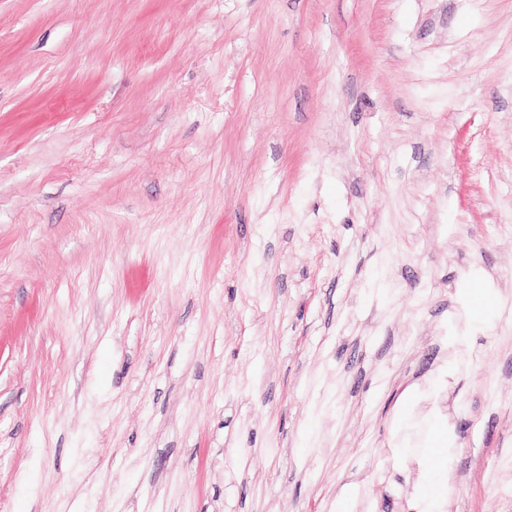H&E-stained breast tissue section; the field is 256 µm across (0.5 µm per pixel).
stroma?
<instances>
[{"mask_svg":"<svg viewBox=\"0 0 512 512\" xmlns=\"http://www.w3.org/2000/svg\"><path fill=\"white\" fill-rule=\"evenodd\" d=\"M439 472L512 512V0H0V512Z\"/></svg>","mask_w":512,"mask_h":512,"instance_id":"35a3bbf8","label":"stroma"}]
</instances>
